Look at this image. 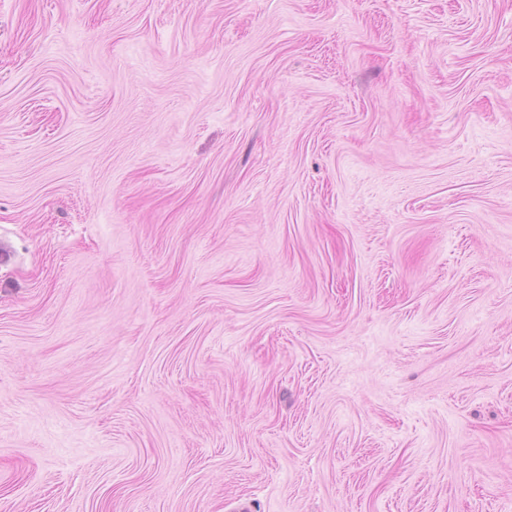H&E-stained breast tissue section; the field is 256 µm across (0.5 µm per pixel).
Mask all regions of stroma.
Masks as SVG:
<instances>
[{"label": "stroma", "instance_id": "obj_1", "mask_svg": "<svg viewBox=\"0 0 512 512\" xmlns=\"http://www.w3.org/2000/svg\"><path fill=\"white\" fill-rule=\"evenodd\" d=\"M0 512H512V0H0Z\"/></svg>", "mask_w": 512, "mask_h": 512}]
</instances>
